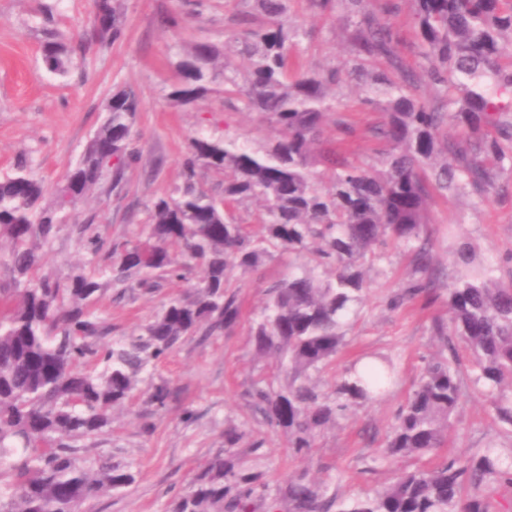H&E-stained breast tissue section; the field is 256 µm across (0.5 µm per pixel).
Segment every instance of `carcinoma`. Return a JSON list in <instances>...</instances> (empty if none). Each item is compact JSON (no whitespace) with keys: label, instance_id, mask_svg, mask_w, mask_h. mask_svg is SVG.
Returning a JSON list of instances; mask_svg holds the SVG:
<instances>
[{"label":"carcinoma","instance_id":"carcinoma-1","mask_svg":"<svg viewBox=\"0 0 512 512\" xmlns=\"http://www.w3.org/2000/svg\"><path fill=\"white\" fill-rule=\"evenodd\" d=\"M344 13L336 15V2ZM224 18V47L208 40L174 44L178 79L167 99L190 107L210 93L228 112H258L277 135L258 148L230 139H190L182 183L146 207L139 238L100 259L104 240L92 223L75 224L89 193L122 188L141 159L135 129L140 97L126 85L113 92L106 116L79 159L49 189L18 162L0 174V512H81L83 504L135 482L127 464H98L86 442L112 425V413L133 399L180 345L230 331L241 307L234 273L261 266L275 248L313 256L333 270L323 279L305 264L270 285L251 327L257 355L275 360L279 386L261 378L248 406L289 452L307 454L319 433L378 399L395 376L393 360L347 370L331 393L315 378L347 345L346 329L368 287L367 271L382 267L389 249L409 255L407 285L389 299L397 309L447 294L448 317L433 319L441 354L427 362L398 410L385 459L427 458L398 473L383 489L349 504L304 470L273 487L250 453L265 439L224 425V449L212 456L170 512H489L488 491L512 484V455L490 440L468 456H442L462 398L461 345L474 357V381L490 394L498 419L512 427V280L489 269L450 283L434 263L428 207L436 196L484 202L512 179V0H412L420 69L405 61L406 41L393 17L403 0H307L331 33L342 34L346 58L313 65L303 44L316 31L289 17L290 0H234ZM188 0L162 16L177 30L193 15ZM90 26L99 42L122 37L120 0L94 2ZM75 48L49 41L41 60L63 73ZM363 81L356 104L339 90ZM354 112H381L367 124V158L347 156L358 133ZM453 125L456 134H445ZM332 126L339 147L322 148ZM112 147L114 163L101 156ZM224 180L206 189L198 171ZM256 202L262 230L240 224L235 210ZM90 255L66 278L42 271V254L65 229ZM199 276L168 297L141 333L106 339L110 329L90 305L106 288L122 299L153 295L168 278ZM154 411L173 397L167 381L142 392Z\"/></svg>","mask_w":512,"mask_h":512}]
</instances>
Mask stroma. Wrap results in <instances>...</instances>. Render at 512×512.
Masks as SVG:
<instances>
[{"instance_id": "obj_1", "label": "stroma", "mask_w": 512, "mask_h": 512, "mask_svg": "<svg viewBox=\"0 0 512 512\" xmlns=\"http://www.w3.org/2000/svg\"><path fill=\"white\" fill-rule=\"evenodd\" d=\"M179 6L180 0H121L122 38L75 53L71 70L60 75L43 66L42 47L53 39L77 44L89 23L92 0H0V172L25 158L47 186H55L101 125L113 92L130 84L139 93L140 166L127 173L121 191L93 193L80 209L81 218H93L110 246L134 240L147 205L180 183L181 161L191 137H226L256 147L275 134L262 115L225 111L213 95L188 109L169 103L166 94L175 80L171 46L224 41V0H205L200 14L188 18L178 32L166 31L161 14ZM428 217L437 238L434 262L449 278L477 276L492 266L501 278L512 279L511 184L481 204L467 197L434 198ZM461 250L467 260L454 264ZM409 272L408 258L398 252L383 270L369 271L371 285L361 317L348 332L350 343L320 376V388L328 392L353 362L388 356L398 367L397 385L378 402L358 409L349 421L321 433L305 458L289 456L283 433H268L256 457L270 484L306 468L335 487L339 499L352 501L387 485L396 469L416 467L413 459L374 463L399 407L437 351L431 319L448 312L442 297L425 310L417 304L388 308V297L403 287ZM287 274L288 259L278 254L256 271L236 274L232 285L242 300V315L234 332L188 341L157 368L156 378L168 380L174 391L167 410L153 412L138 396L115 411L111 431L91 442L90 454L103 462L131 464L135 481L88 502L87 512H168L191 477L223 448L225 420L257 429L244 393L252 381L271 375L275 363L256 356L249 333L266 301L267 286ZM188 286V281L172 280L161 293L120 301L107 289L92 305L112 335H130L148 322L166 297ZM188 410L194 413L189 421L184 418ZM492 437L504 443L512 439L482 387L465 385L445 454L475 451Z\"/></svg>"}]
</instances>
